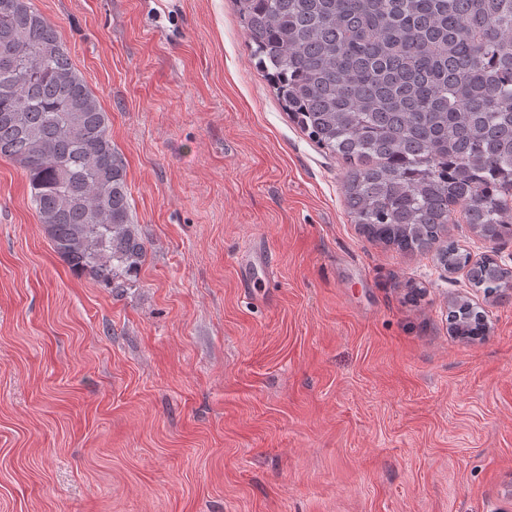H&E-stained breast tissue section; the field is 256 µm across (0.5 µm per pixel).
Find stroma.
Returning a JSON list of instances; mask_svg holds the SVG:
<instances>
[{
    "mask_svg": "<svg viewBox=\"0 0 512 512\" xmlns=\"http://www.w3.org/2000/svg\"><path fill=\"white\" fill-rule=\"evenodd\" d=\"M146 248L108 287L0 158V512H512V295L369 240L234 0H32ZM448 236L512 269V239ZM271 270L240 281L238 258ZM465 299L484 334L450 330Z\"/></svg>",
    "mask_w": 512,
    "mask_h": 512,
    "instance_id": "stroma-1",
    "label": "stroma"
}]
</instances>
